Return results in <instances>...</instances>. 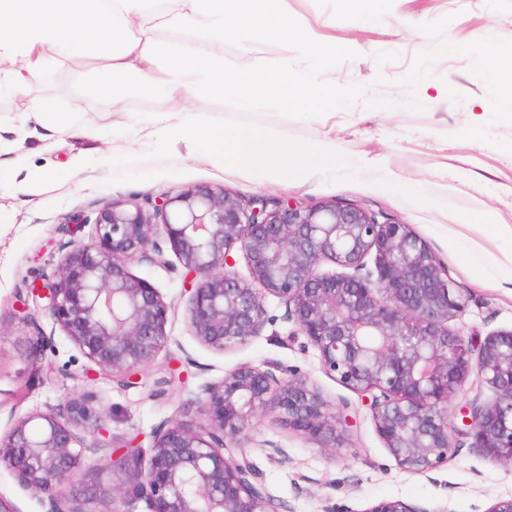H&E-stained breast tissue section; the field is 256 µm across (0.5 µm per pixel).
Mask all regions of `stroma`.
Here are the masks:
<instances>
[{
  "mask_svg": "<svg viewBox=\"0 0 512 512\" xmlns=\"http://www.w3.org/2000/svg\"><path fill=\"white\" fill-rule=\"evenodd\" d=\"M385 22L366 26L343 0H288L294 30L287 44L260 41L262 54L284 58L297 74L317 72L335 85L345 108L332 113L282 116L268 105L252 111L232 100L209 104L216 122L242 127L287 123L288 137L311 144L336 140L343 159H378L392 180L323 176L279 185L223 169L187 155L183 147L159 148L133 125H120L112 103L93 85L102 58L63 57L29 86L26 95L0 88V175L18 168L65 169L78 154L84 173L71 181H48L26 192L0 191V437L15 420L45 412L73 395L91 393L116 441L138 437L139 460L148 465L151 433L174 418L196 424L205 417L193 402L207 382L249 363L280 367L306 377L332 404L348 403L353 426L341 445L329 448L283 427L275 414H254L246 430L250 459L281 512H325L328 506L367 512L384 499H400L436 512H487L512 496V466L462 445L433 471L402 470L379 437L358 394L327 376L317 349L292 325L280 322L262 335L216 352L199 343L186 319L185 272L144 262L131 272L157 288L170 306L169 342L144 369L140 384L126 387L104 374L85 376L86 359L44 305H23L27 282L53 273L72 238L88 239L100 210L131 201L145 208L166 194L194 184L223 188L239 199H290L304 206L332 203L358 207L379 221L409 225L449 275L464 288L469 305L454 328L488 335L512 328V241L488 236L485 215L512 224V113L497 110L499 89L474 65L477 49L493 42L512 55V0H385ZM336 39L345 53L315 55L314 45ZM69 112L92 131L45 137L25 121L26 98ZM132 153L113 157L115 141ZM85 218L78 233L69 218ZM50 336L38 365L22 354L33 331ZM285 448L290 462L270 459L266 442Z\"/></svg>",
  "mask_w": 512,
  "mask_h": 512,
  "instance_id": "obj_1",
  "label": "stroma"
}]
</instances>
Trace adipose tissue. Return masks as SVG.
Instances as JSON below:
<instances>
[{
    "label": "adipose tissue",
    "instance_id": "adipose-tissue-1",
    "mask_svg": "<svg viewBox=\"0 0 512 512\" xmlns=\"http://www.w3.org/2000/svg\"><path fill=\"white\" fill-rule=\"evenodd\" d=\"M161 28L190 31L192 49L161 42ZM231 30L241 43L230 68L213 48ZM292 32L288 0H0V84L19 92L61 53L98 54L113 104L148 89L193 100L190 108L139 117L145 139L183 147L230 173L282 184L310 180L343 168L333 139L301 146L289 142L287 124H219L205 110L214 99L287 112L344 106L335 88L296 78L287 60L261 56L258 37L284 43Z\"/></svg>",
    "mask_w": 512,
    "mask_h": 512
}]
</instances>
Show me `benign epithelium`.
Here are the masks:
<instances>
[{
	"mask_svg": "<svg viewBox=\"0 0 512 512\" xmlns=\"http://www.w3.org/2000/svg\"><path fill=\"white\" fill-rule=\"evenodd\" d=\"M165 241L186 274L187 323L222 352L281 319L318 350L326 374L367 397L375 427L401 469L426 473L448 459L456 438L512 465V330L467 338L451 322L468 307L430 246L407 224L379 223L367 211L261 198L245 204L208 184L189 185L153 211L131 202L101 210L88 240L71 243L54 274L30 284L88 362L125 384L166 346L169 307L130 272L134 262L166 268ZM244 260L249 277L237 270ZM327 261L339 268L320 271ZM52 343L41 333L23 355ZM491 388L448 408L470 379ZM90 396L18 419L0 438V465L41 497L45 512H93L98 503L143 500L149 512H280L252 465L243 433L260 410L283 426L336 446L346 416L309 380L286 369L241 364L204 385L196 426L174 419L153 432L148 467L136 446H114ZM83 472L81 482L70 477ZM366 512H427L400 499Z\"/></svg>",
	"mask_w": 512,
	"mask_h": 512,
	"instance_id": "1",
	"label": "benign epithelium"
}]
</instances>
